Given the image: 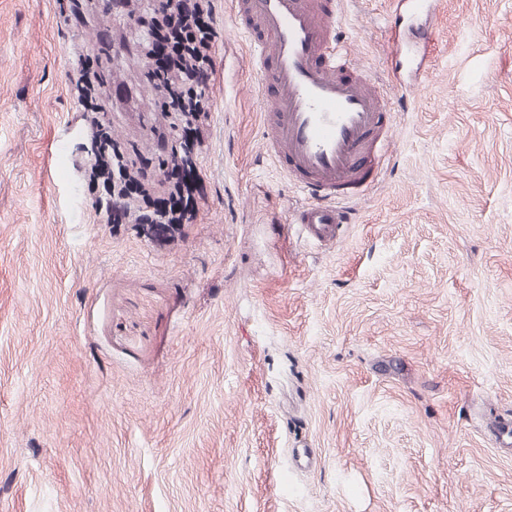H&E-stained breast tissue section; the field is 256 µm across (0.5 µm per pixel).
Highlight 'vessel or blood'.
Wrapping results in <instances>:
<instances>
[{
	"instance_id": "vessel-or-blood-1",
	"label": "vessel or blood",
	"mask_w": 512,
	"mask_h": 512,
	"mask_svg": "<svg viewBox=\"0 0 512 512\" xmlns=\"http://www.w3.org/2000/svg\"><path fill=\"white\" fill-rule=\"evenodd\" d=\"M340 0H239L234 28L257 22L254 57L273 87L264 100L266 154L310 202L291 215L305 239L336 241L349 200L382 178L394 135V98L351 54L339 53ZM391 25L414 22L426 42L436 0H394Z\"/></svg>"
}]
</instances>
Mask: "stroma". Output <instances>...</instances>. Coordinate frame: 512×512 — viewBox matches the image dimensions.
<instances>
[{
	"label": "stroma",
	"instance_id": "1",
	"mask_svg": "<svg viewBox=\"0 0 512 512\" xmlns=\"http://www.w3.org/2000/svg\"><path fill=\"white\" fill-rule=\"evenodd\" d=\"M389 13L340 14L382 79ZM436 16L382 182L320 245L288 227L246 34L216 37L207 196L165 235L99 222L76 37L0 0V512H512V0Z\"/></svg>",
	"mask_w": 512,
	"mask_h": 512
}]
</instances>
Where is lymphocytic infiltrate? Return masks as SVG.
<instances>
[{
	"label": "lymphocytic infiltrate",
	"mask_w": 512,
	"mask_h": 512,
	"mask_svg": "<svg viewBox=\"0 0 512 512\" xmlns=\"http://www.w3.org/2000/svg\"><path fill=\"white\" fill-rule=\"evenodd\" d=\"M59 16L79 33L71 87L92 132L83 163L84 190L103 224H143L173 231L193 223L203 198L198 156L210 127L216 19L213 0H56ZM137 22L149 65L144 79L155 107L154 143L142 155L119 133L101 103L111 98L114 59L98 48L115 22Z\"/></svg>",
	"instance_id": "obj_1"
}]
</instances>
